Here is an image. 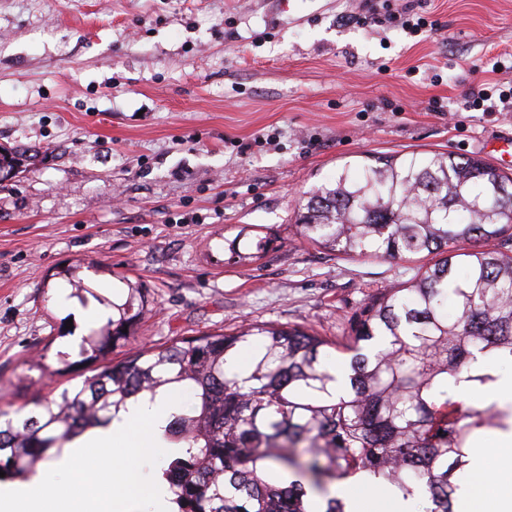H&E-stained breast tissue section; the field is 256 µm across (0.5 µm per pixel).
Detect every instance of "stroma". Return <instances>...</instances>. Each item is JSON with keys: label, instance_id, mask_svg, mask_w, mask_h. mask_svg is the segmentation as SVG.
<instances>
[{"label": "stroma", "instance_id": "35a3bbf8", "mask_svg": "<svg viewBox=\"0 0 512 512\" xmlns=\"http://www.w3.org/2000/svg\"><path fill=\"white\" fill-rule=\"evenodd\" d=\"M440 29L348 27L383 0H0V412L81 385L70 279L152 304L120 362L249 324L328 339L413 260H358L299 233L303 192L378 155L480 157L512 112L463 111L470 67L512 53V0H426ZM251 146L239 154L235 144ZM273 238L229 262L241 230Z\"/></svg>", "mask_w": 512, "mask_h": 512}]
</instances>
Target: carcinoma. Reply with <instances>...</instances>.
Segmentation results:
<instances>
[{
  "mask_svg": "<svg viewBox=\"0 0 512 512\" xmlns=\"http://www.w3.org/2000/svg\"><path fill=\"white\" fill-rule=\"evenodd\" d=\"M298 227L352 258H441L362 305L340 342L300 326L249 325L99 366L22 417L0 412V482L28 479L129 401L167 386L196 399L161 428L172 512H314L310 489L325 495L324 512H346L329 487L356 477L452 512L466 448L512 428V412L465 407L458 393L490 391L512 367V175L436 151L347 163L304 197ZM489 241L498 248H483ZM270 243L261 237L245 253L233 242L229 260L248 264ZM124 284L112 317L83 339L80 363L106 360L133 334L149 292ZM244 350L249 363L232 370ZM335 351L349 355L341 390Z\"/></svg>",
  "mask_w": 512,
  "mask_h": 512,
  "instance_id": "carcinoma-1",
  "label": "carcinoma"
}]
</instances>
